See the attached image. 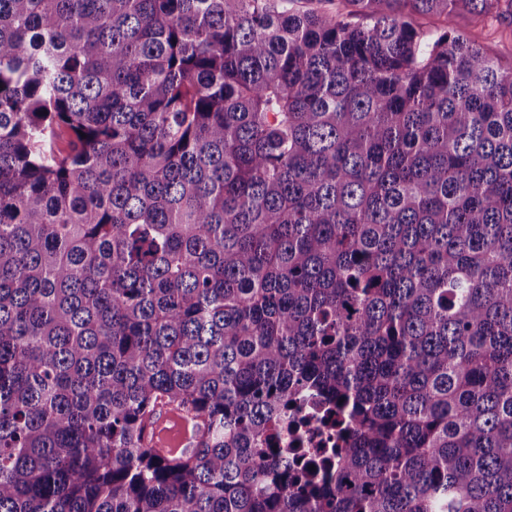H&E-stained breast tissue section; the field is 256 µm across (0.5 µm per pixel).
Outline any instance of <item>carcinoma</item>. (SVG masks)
<instances>
[{
  "mask_svg": "<svg viewBox=\"0 0 512 512\" xmlns=\"http://www.w3.org/2000/svg\"><path fill=\"white\" fill-rule=\"evenodd\" d=\"M292 3L0 0V512H512V0ZM453 27L458 33L478 44L488 56L497 58L506 66L512 63L510 19L490 25L469 13H461L454 18ZM172 424L170 428L165 424ZM196 437L189 429L187 418L178 410L170 411L155 426L154 444L163 453L175 455L191 447Z\"/></svg>",
  "mask_w": 512,
  "mask_h": 512,
  "instance_id": "obj_1",
  "label": "carcinoma"
}]
</instances>
